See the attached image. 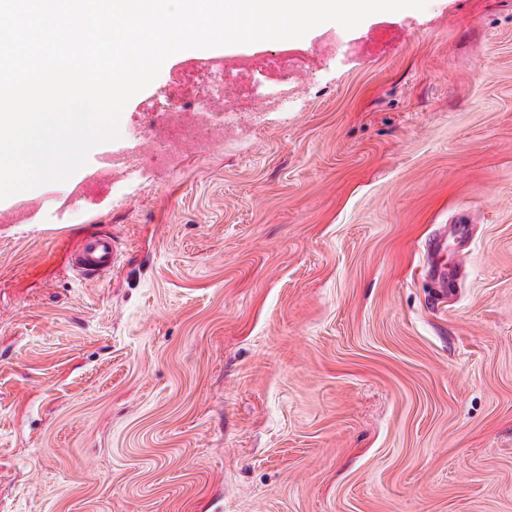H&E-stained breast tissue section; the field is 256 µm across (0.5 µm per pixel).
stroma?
Masks as SVG:
<instances>
[{"mask_svg": "<svg viewBox=\"0 0 512 512\" xmlns=\"http://www.w3.org/2000/svg\"><path fill=\"white\" fill-rule=\"evenodd\" d=\"M382 21L206 159L0 223V512H512V0ZM119 262V244L111 234L89 233L76 249L73 267L79 277L94 281Z\"/></svg>", "mask_w": 512, "mask_h": 512, "instance_id": "35a3bbf8", "label": "stroma"}]
</instances>
